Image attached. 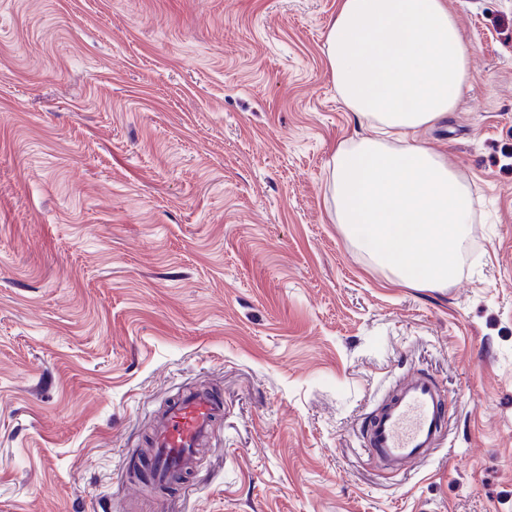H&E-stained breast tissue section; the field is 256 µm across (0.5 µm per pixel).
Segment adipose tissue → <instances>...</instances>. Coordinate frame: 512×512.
Masks as SVG:
<instances>
[{"label":"adipose tissue","instance_id":"adipose-tissue-1","mask_svg":"<svg viewBox=\"0 0 512 512\" xmlns=\"http://www.w3.org/2000/svg\"><path fill=\"white\" fill-rule=\"evenodd\" d=\"M344 105L375 129L332 156L337 224L392 276L444 288L474 222L469 188L409 135L454 109L467 48L447 0H337L324 42Z\"/></svg>","mask_w":512,"mask_h":512}]
</instances>
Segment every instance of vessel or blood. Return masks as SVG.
I'll return each instance as SVG.
<instances>
[{"mask_svg": "<svg viewBox=\"0 0 512 512\" xmlns=\"http://www.w3.org/2000/svg\"><path fill=\"white\" fill-rule=\"evenodd\" d=\"M224 404L205 390H186L156 413L148 435L152 482L163 488L200 465ZM445 395L429 376L412 373L369 417L364 446L389 473L400 475L439 446L445 425Z\"/></svg>", "mask_w": 512, "mask_h": 512, "instance_id": "obj_1", "label": "vessel or blood"}]
</instances>
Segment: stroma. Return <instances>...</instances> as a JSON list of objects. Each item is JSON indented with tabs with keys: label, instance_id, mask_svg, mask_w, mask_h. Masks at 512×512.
Segmentation results:
<instances>
[{
	"label": "stroma",
	"instance_id": "35a3bbf8",
	"mask_svg": "<svg viewBox=\"0 0 512 512\" xmlns=\"http://www.w3.org/2000/svg\"><path fill=\"white\" fill-rule=\"evenodd\" d=\"M337 0H0V512H512V0H448L454 112L415 137L471 190L448 287L335 220L364 122L323 52ZM449 420L391 476L363 451L398 381ZM224 415L163 495L128 479L153 413Z\"/></svg>",
	"mask_w": 512,
	"mask_h": 512
}]
</instances>
